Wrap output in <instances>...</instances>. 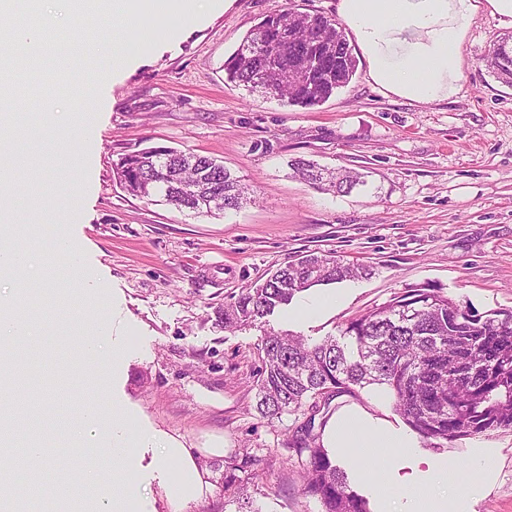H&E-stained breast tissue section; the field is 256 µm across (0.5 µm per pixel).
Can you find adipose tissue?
Here are the masks:
<instances>
[{
  "instance_id": "ef3b65f1",
  "label": "adipose tissue",
  "mask_w": 512,
  "mask_h": 512,
  "mask_svg": "<svg viewBox=\"0 0 512 512\" xmlns=\"http://www.w3.org/2000/svg\"><path fill=\"white\" fill-rule=\"evenodd\" d=\"M512 19V0H336V14L352 31L368 64L374 86L412 103L444 101L460 88L462 44L479 11ZM136 420L124 412L105 416L87 411L67 423L77 446L102 442L109 447L151 448L155 463L170 470L162 486L170 512H183L191 501L211 490L209 474L192 450L168 433L137 431ZM326 448H408L409 436L377 425L357 411L329 416L321 429ZM139 488L120 475L88 470L83 481L71 482L56 502V512H138Z\"/></svg>"
}]
</instances>
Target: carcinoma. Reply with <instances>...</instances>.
Masks as SVG:
<instances>
[{
    "mask_svg": "<svg viewBox=\"0 0 512 512\" xmlns=\"http://www.w3.org/2000/svg\"><path fill=\"white\" fill-rule=\"evenodd\" d=\"M497 79L512 86V47L497 45L487 59ZM357 70L336 19L320 11L289 9L265 17L224 63V83L260 89L287 105L312 107L346 86ZM294 176L333 194L365 184L359 172L330 171L304 158L291 160ZM114 178L127 193L195 214L237 210L249 188L210 157L172 147L120 155ZM375 268L332 252L304 251L244 288L219 311L226 329L263 322L315 286L369 279ZM261 368L257 410L269 419L310 411L292 436L295 468L306 494L322 512H370L314 431L315 412L342 394L370 386L393 395L394 410L433 448L458 439L512 429V312L480 316L435 289L415 288L350 320L340 337L320 341L270 330L258 344ZM250 455L224 464V493L247 495L238 473L255 465Z\"/></svg>",
    "mask_w": 512,
    "mask_h": 512,
    "instance_id": "obj_1",
    "label": "carcinoma"
}]
</instances>
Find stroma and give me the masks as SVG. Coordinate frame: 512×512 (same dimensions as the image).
<instances>
[{"mask_svg":"<svg viewBox=\"0 0 512 512\" xmlns=\"http://www.w3.org/2000/svg\"><path fill=\"white\" fill-rule=\"evenodd\" d=\"M287 8L332 16L336 0H232L177 35L157 25L155 46L88 88L92 122L77 125L63 160L49 159L38 129L14 145L18 159H47L37 173L19 167L13 176L20 250L39 255L54 234L32 220V201L51 209L76 192L77 259L102 293L98 308L72 294L63 314L57 294L42 293L40 274L0 283L2 298L30 296L25 316L41 330L26 348L35 383L54 377L69 391L63 403L38 401L42 415L22 433L88 407H119L190 448L223 438V456L203 460L209 495L184 512H238V502L224 498V460L235 454L257 460L247 475L253 512L322 510L290 462L288 443L304 415L271 422L257 410V345L266 331L314 341L336 336L351 319L414 288L436 289L481 315L512 310V86L485 66L494 45L512 37V24L478 13L462 46L460 89L443 102L411 103L374 88L363 60L346 87L310 108L225 86L224 63L246 33ZM105 28V20L87 18L64 30V42L48 54L49 71L93 67L84 41ZM154 146L223 161L252 190L251 201L210 216L128 195L114 180L113 161ZM298 157L342 169L369 161L367 184L345 195L319 191L293 177L288 163ZM303 249H331L376 273L299 294L302 302L335 297L325 315L302 319L282 310L268 322L225 330L218 317L225 302ZM87 336L115 350L112 372L98 374L96 363L78 355ZM379 398L376 390L345 395L317 418L359 407L406 429ZM415 443L409 458L400 448L329 454L370 512H409L411 487L423 479L456 512H512V430L445 448L420 437ZM23 456L15 449L0 457V468L13 473V512H52L51 497L24 496ZM431 461L445 466L442 477L427 478ZM478 462L484 478L457 496V474Z\"/></svg>","mask_w":512,"mask_h":512,"instance_id":"35a3bbf8","label":"stroma"}]
</instances>
